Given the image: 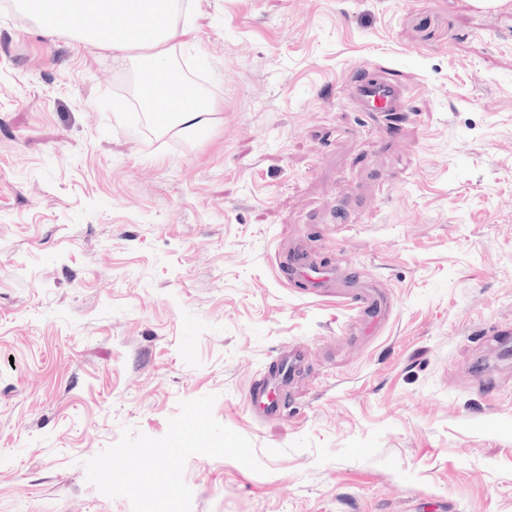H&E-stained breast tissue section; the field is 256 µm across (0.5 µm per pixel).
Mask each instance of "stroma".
Instances as JSON below:
<instances>
[{
  "label": "stroma",
  "mask_w": 512,
  "mask_h": 512,
  "mask_svg": "<svg viewBox=\"0 0 512 512\" xmlns=\"http://www.w3.org/2000/svg\"><path fill=\"white\" fill-rule=\"evenodd\" d=\"M180 66L214 114L132 125L150 73L0 0V512H131L85 460L215 395L266 474L190 457L191 512H512V10L473 0H193ZM353 72L409 90L369 119ZM359 268L345 332L275 255ZM306 365L283 419L246 392ZM349 273L353 275L357 285L341 293L339 296L347 303V307L354 312L351 322L362 326L366 331H372L386 318L388 303L384 295L369 284L360 282L355 276L356 270ZM304 360V352L297 346L284 347L278 351L276 358L262 373L261 379L255 381L249 391L248 404L257 418L271 421L281 417L285 408L282 393L291 386Z\"/></svg>",
  "instance_id": "stroma-1"
}]
</instances>
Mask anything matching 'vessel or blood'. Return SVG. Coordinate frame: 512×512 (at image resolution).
Wrapping results in <instances>:
<instances>
[{
  "label": "vessel or blood",
  "mask_w": 512,
  "mask_h": 512,
  "mask_svg": "<svg viewBox=\"0 0 512 512\" xmlns=\"http://www.w3.org/2000/svg\"><path fill=\"white\" fill-rule=\"evenodd\" d=\"M348 91L358 109L366 112H401L407 105L403 84L392 82L379 75H361L349 78ZM290 276L304 280L311 294H330L336 285V270L320 267L305 259L301 248H294L286 260ZM352 311L354 324L373 330L385 319L388 303L384 295L371 285L357 283L343 294ZM305 356L296 346L278 351L260 380L252 385L248 404L252 413L265 421L281 417L285 408L283 393L291 386L296 372L303 366Z\"/></svg>",
  "instance_id": "1"
}]
</instances>
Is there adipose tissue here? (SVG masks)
<instances>
[{
	"instance_id": "1",
	"label": "adipose tissue",
	"mask_w": 512,
	"mask_h": 512,
	"mask_svg": "<svg viewBox=\"0 0 512 512\" xmlns=\"http://www.w3.org/2000/svg\"><path fill=\"white\" fill-rule=\"evenodd\" d=\"M46 35L68 32L112 52V61H140L153 75L140 99L162 132L191 134L211 121L208 104L190 99L174 62L187 33L176 18L178 0H14Z\"/></svg>"
}]
</instances>
